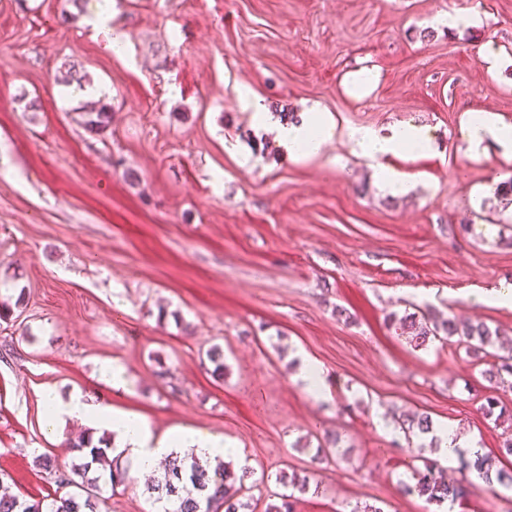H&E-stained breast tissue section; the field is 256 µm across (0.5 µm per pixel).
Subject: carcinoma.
Instances as JSON below:
<instances>
[{"mask_svg": "<svg viewBox=\"0 0 512 512\" xmlns=\"http://www.w3.org/2000/svg\"><path fill=\"white\" fill-rule=\"evenodd\" d=\"M83 125L90 133L105 136L109 128L106 106L85 113ZM392 321L399 335L406 337L416 348L426 347L435 341L446 344L454 339L470 354L482 353L494 358L497 364L485 371L491 383L503 380L505 373L512 374V349H502L497 328L483 322H461L428 309L407 313L400 318L394 315ZM500 349L504 353H498ZM205 355L213 364V377L224 380L227 369L224 350L214 345L206 350ZM396 423L408 440L422 437L434 428L426 412L404 415L397 418ZM105 441V436L95 440L93 431H87L73 442V447L80 453L79 462L71 463L67 469L49 456L38 457L39 465L54 473L56 482L73 488V491L49 501L34 500L13 494L1 484L0 512H97L98 504L104 501L106 489L114 490L127 481L126 469L119 463L122 453L116 452L114 447L101 446ZM459 462L463 468L479 471L489 485L497 482L512 488V472L495 468V460L490 456L479 453L473 461L461 457ZM160 469L161 475L146 486V491L155 504L167 502L176 505L175 510L166 509L164 512H256L257 504L252 497L246 496L249 491L246 480L254 475V470L249 467L237 472L232 463L219 460L211 468L193 456L175 455L165 460ZM412 479V484L402 482L403 491L415 493L429 503L442 505L448 501L460 502L464 498L461 485L447 481L435 462H426L424 469L413 470ZM278 482L285 489L278 494L280 503L267 505L264 512H295L298 495L309 489V478L283 472Z\"/></svg>", "mask_w": 512, "mask_h": 512, "instance_id": "obj_1", "label": "carcinoma"}]
</instances>
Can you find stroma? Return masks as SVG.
<instances>
[{
  "mask_svg": "<svg viewBox=\"0 0 512 512\" xmlns=\"http://www.w3.org/2000/svg\"><path fill=\"white\" fill-rule=\"evenodd\" d=\"M72 9L0 0V300L14 306L0 321V481L64 494L36 458L70 462L82 426L52 438V389L140 412L157 433L223 435L234 465L263 476L262 506L294 471L311 484L296 512H439L400 490L431 451L393 416L428 413L494 456L512 423L482 407L512 408V389L490 386L491 358L415 348L388 316L429 306L512 337V305L476 300L512 286V205L491 195L470 211L472 193L512 178V158L465 143L477 111L512 124V0H115L120 52L84 15L64 20ZM448 12L481 24L447 30ZM486 46L502 57L492 73ZM65 64L100 87L106 137L83 126L86 96L57 82ZM365 69L376 80L360 92ZM250 90L275 113L329 112L320 155L283 156ZM410 122L440 148L401 162L420 184L393 198L342 133ZM306 357L323 396L297 378ZM329 433L339 446L318 459ZM450 476L470 489L454 512H512V490Z\"/></svg>",
  "mask_w": 512,
  "mask_h": 512,
  "instance_id": "1",
  "label": "stroma"
}]
</instances>
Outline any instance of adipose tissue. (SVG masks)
<instances>
[{
  "label": "adipose tissue",
  "mask_w": 512,
  "mask_h": 512,
  "mask_svg": "<svg viewBox=\"0 0 512 512\" xmlns=\"http://www.w3.org/2000/svg\"><path fill=\"white\" fill-rule=\"evenodd\" d=\"M247 101L256 113L259 128L274 132L289 158L297 161L318 153L335 128L329 113L315 107L299 113L293 120H275L258 94L248 93ZM467 131L470 152H479L484 141L491 139L504 153L512 155V125L499 122L492 112L486 111L474 117ZM344 136L354 154L374 169L381 189L394 197L411 194L417 187V178L391 167L390 159L410 160L433 149L426 129L414 123H402L386 132L350 127ZM44 397L47 425L51 431H58L74 419L94 429L112 431V443L115 448L126 451L130 462L129 474L133 477L151 472L159 459L187 449L193 450L197 456L212 459H224L236 453L222 436L207 434L190 426L173 428L161 435L153 434L143 415L114 410L79 393L63 399L49 390Z\"/></svg>",
  "instance_id": "ef3b65f1"
}]
</instances>
